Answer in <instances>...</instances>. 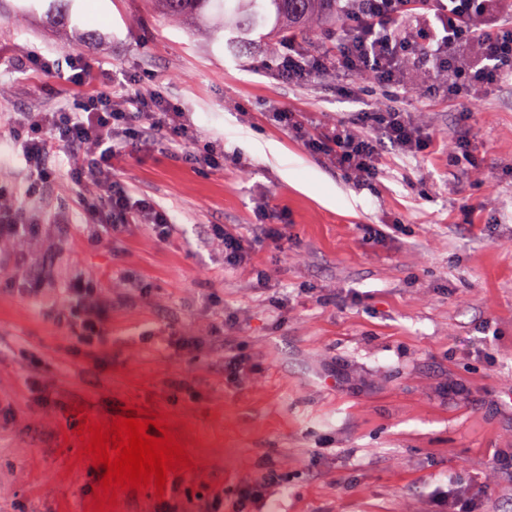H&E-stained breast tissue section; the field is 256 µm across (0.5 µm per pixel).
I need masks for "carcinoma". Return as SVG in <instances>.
Masks as SVG:
<instances>
[{
    "instance_id": "obj_1",
    "label": "carcinoma",
    "mask_w": 512,
    "mask_h": 512,
    "mask_svg": "<svg viewBox=\"0 0 512 512\" xmlns=\"http://www.w3.org/2000/svg\"><path fill=\"white\" fill-rule=\"evenodd\" d=\"M173 18H224V30L241 38L274 19L280 37H297L320 22L336 19V0H158Z\"/></svg>"
}]
</instances>
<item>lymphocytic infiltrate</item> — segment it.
Listing matches in <instances>:
<instances>
[{
    "label": "lymphocytic infiltrate",
    "instance_id": "lymphocytic-infiltrate-1",
    "mask_svg": "<svg viewBox=\"0 0 512 512\" xmlns=\"http://www.w3.org/2000/svg\"><path fill=\"white\" fill-rule=\"evenodd\" d=\"M345 17L335 50L309 55L298 42H289L287 54L271 66L275 75L286 82H304L331 71L394 89L404 86L410 70L416 69L445 77L448 95L455 99L472 98L512 79V0H361ZM410 20L414 30L404 31ZM18 69L57 75L75 91L71 106L55 112H18L12 118L11 140L29 173L28 194L49 182L51 151L77 148L83 162L72 179L101 187L102 200L90 201L86 213L105 235L146 224L156 228L160 238H168L172 217L114 179L112 161L137 143L191 139L183 112L161 91L129 92V77L115 75L101 82L97 70L80 59L31 56L20 61ZM272 117L295 129L309 151L327 155L345 175L363 181L376 178L382 143L411 153L426 146L419 130L395 106L356 113L351 121L317 133L306 129L296 113L278 109Z\"/></svg>",
    "mask_w": 512,
    "mask_h": 512
}]
</instances>
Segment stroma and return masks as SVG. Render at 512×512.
<instances>
[{
	"label": "stroma",
	"instance_id": "obj_1",
	"mask_svg": "<svg viewBox=\"0 0 512 512\" xmlns=\"http://www.w3.org/2000/svg\"><path fill=\"white\" fill-rule=\"evenodd\" d=\"M24 0H0V113L55 112L62 80L18 59L78 56L102 78L134 75L165 93L196 136L134 148L114 174L175 221L104 235L85 215L94 184L75 186L78 150L32 198L0 127V208L35 231L0 244V512H94L102 468L81 455L84 418L123 407L170 415L190 469L163 495L119 491L109 512H200L243 478L275 476L247 512H448L462 492L479 512H512V82L471 105L362 79L351 97L335 74L279 82L282 41L230 43L211 18L175 20L154 0H74L68 26ZM321 129L395 105L429 138L419 153L383 144L370 182L344 175L271 122L272 105ZM467 130L472 160L451 156ZM223 142L224 164L187 152ZM281 213L288 247L264 242L254 265L224 266L214 225L254 235ZM82 294L59 319L55 300ZM95 331L78 322L94 310ZM197 339L176 346L174 336ZM247 363L224 377V341Z\"/></svg>",
	"mask_w": 512,
	"mask_h": 512
}]
</instances>
